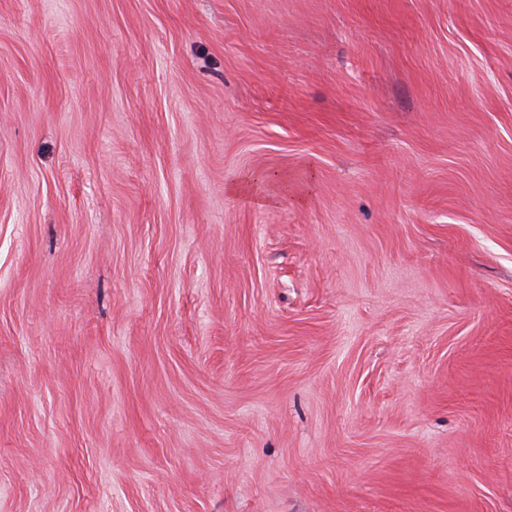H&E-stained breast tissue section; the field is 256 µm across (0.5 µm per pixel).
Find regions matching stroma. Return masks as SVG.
<instances>
[{"instance_id": "1", "label": "stroma", "mask_w": 512, "mask_h": 512, "mask_svg": "<svg viewBox=\"0 0 512 512\" xmlns=\"http://www.w3.org/2000/svg\"><path fill=\"white\" fill-rule=\"evenodd\" d=\"M0 512H512V0H0Z\"/></svg>"}]
</instances>
